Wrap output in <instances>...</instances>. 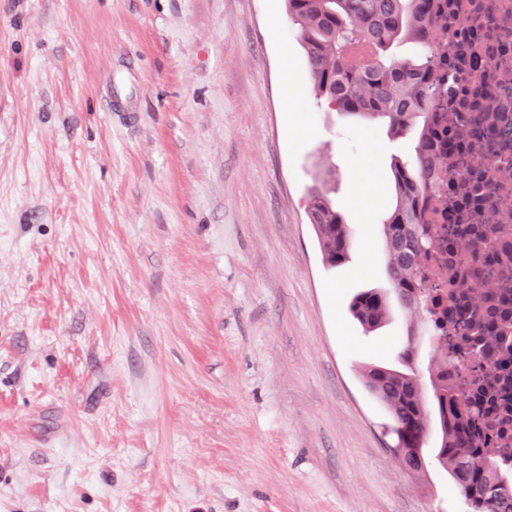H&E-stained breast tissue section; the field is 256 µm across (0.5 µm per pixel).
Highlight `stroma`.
I'll list each match as a JSON object with an SVG mask.
<instances>
[{
    "label": "stroma",
    "instance_id": "obj_1",
    "mask_svg": "<svg viewBox=\"0 0 512 512\" xmlns=\"http://www.w3.org/2000/svg\"><path fill=\"white\" fill-rule=\"evenodd\" d=\"M416 139L315 96L284 0H0V512H470L431 387L413 475L361 377L433 354L382 236ZM311 211L317 240L325 256L332 266L341 264L348 258V231L339 214L333 210L319 192L311 194L308 206ZM349 311L366 331L380 326L389 314L385 296L377 291H365L354 296Z\"/></svg>",
    "mask_w": 512,
    "mask_h": 512
}]
</instances>
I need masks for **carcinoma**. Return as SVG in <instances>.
Here are the masks:
<instances>
[{"mask_svg":"<svg viewBox=\"0 0 512 512\" xmlns=\"http://www.w3.org/2000/svg\"><path fill=\"white\" fill-rule=\"evenodd\" d=\"M288 19L305 50L306 66L314 90L343 113L387 120L388 129L404 136L415 120L423 118L415 148L417 169L394 164L397 204L383 223L388 253L387 275L407 308L410 322L428 325L419 298V261L432 250L428 230L421 225L420 201L434 183L441 143L432 141L435 112L439 110L435 76L434 38L439 26L437 0H287ZM416 44L423 56L419 64L383 62V54L396 42ZM363 41L377 49L368 67L347 64L351 46ZM317 240L332 266L348 258V231L339 214L319 192L311 194ZM352 317L367 331L388 317L385 296L365 291L349 304ZM431 370L441 382L433 387L440 422V464L456 481L471 512H512V479L500 476L497 460L484 448L462 436L459 422L467 413L462 396H448V358L434 356ZM368 391L384 405L391 426L422 432L427 412L415 378L404 371L371 366L363 373Z\"/></svg>","mask_w":512,"mask_h":512,"instance_id":"1","label":"carcinoma"}]
</instances>
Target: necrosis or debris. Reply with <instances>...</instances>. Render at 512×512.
Segmentation results:
<instances>
[{"mask_svg":"<svg viewBox=\"0 0 512 512\" xmlns=\"http://www.w3.org/2000/svg\"><path fill=\"white\" fill-rule=\"evenodd\" d=\"M435 51L447 143L424 201L435 238L419 296L432 338L448 339L449 386L475 415L463 426L512 464V0H442Z\"/></svg>","mask_w":512,"mask_h":512,"instance_id":"1","label":"necrosis or debris"}]
</instances>
